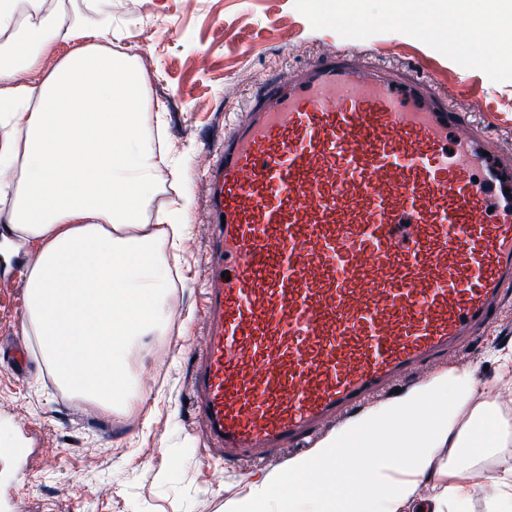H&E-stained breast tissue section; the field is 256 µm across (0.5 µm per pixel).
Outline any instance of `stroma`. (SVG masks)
Instances as JSON below:
<instances>
[{
    "label": "stroma",
    "mask_w": 512,
    "mask_h": 512,
    "mask_svg": "<svg viewBox=\"0 0 512 512\" xmlns=\"http://www.w3.org/2000/svg\"><path fill=\"white\" fill-rule=\"evenodd\" d=\"M63 25L95 26L111 15L119 39L135 43L145 85L139 109L161 112L153 134L181 164L179 180L157 176L153 209L183 208L180 280L167 299L165 334L128 357V406L113 410L72 394L51 372L27 327L26 263L37 244L0 236V342L23 349L18 372L0 360V512H237L268 483L280 507L293 496L290 464L269 459L221 465L191 401L192 353L203 338L208 271L205 153L268 77L324 52L377 59L409 70L447 97L482 133L512 154V80L495 82L400 32L365 39L312 29L294 0H54ZM512 351V306L464 353L479 397L504 377L490 347Z\"/></svg>",
    "instance_id": "1"
}]
</instances>
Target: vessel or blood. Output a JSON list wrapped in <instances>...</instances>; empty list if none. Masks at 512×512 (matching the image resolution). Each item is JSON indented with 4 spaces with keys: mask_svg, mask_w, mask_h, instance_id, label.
<instances>
[{
    "mask_svg": "<svg viewBox=\"0 0 512 512\" xmlns=\"http://www.w3.org/2000/svg\"><path fill=\"white\" fill-rule=\"evenodd\" d=\"M194 410L228 462L420 382L512 289V160L430 84L336 52L268 80L210 151Z\"/></svg>",
    "mask_w": 512,
    "mask_h": 512,
    "instance_id": "vessel-or-blood-1",
    "label": "vessel or blood"
}]
</instances>
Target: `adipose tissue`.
Listing matches in <instances>:
<instances>
[{"mask_svg": "<svg viewBox=\"0 0 512 512\" xmlns=\"http://www.w3.org/2000/svg\"><path fill=\"white\" fill-rule=\"evenodd\" d=\"M84 36L88 45L40 74L59 29L20 23L14 0H0V229L39 245L24 288L50 369L67 388L109 404L124 394L133 343L166 319L162 296L172 285L158 249L171 216L149 211L166 159L146 143L140 74L112 51L109 27ZM510 437L494 403L477 401L471 372L453 369L337 430L316 457L294 462L288 483L303 512H404L441 443L481 457ZM381 438L398 439L401 456L378 454ZM442 476L448 497L430 512H469L489 479L459 465ZM330 481L346 486L343 497Z\"/></svg>", "mask_w": 512, "mask_h": 512, "instance_id": "obj_1", "label": "adipose tissue"}]
</instances>
